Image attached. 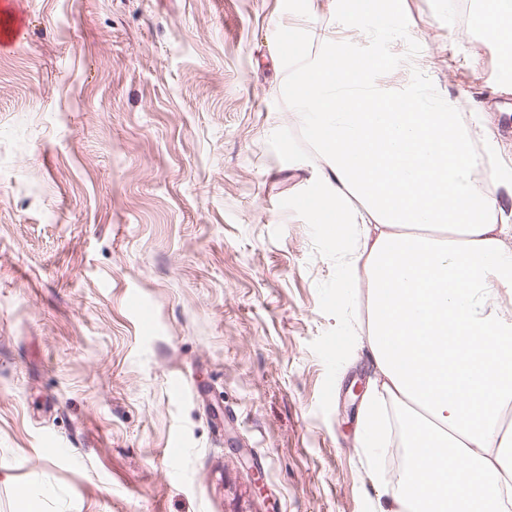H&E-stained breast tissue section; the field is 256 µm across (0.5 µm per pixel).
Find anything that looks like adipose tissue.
Returning <instances> with one entry per match:
<instances>
[{"label":"adipose tissue","instance_id":"ef3b65f1","mask_svg":"<svg viewBox=\"0 0 512 512\" xmlns=\"http://www.w3.org/2000/svg\"><path fill=\"white\" fill-rule=\"evenodd\" d=\"M387 65L327 35L290 88L327 165L312 219L356 227L371 361L406 425L407 475L378 512H512V317L493 304L512 299V225L473 177L459 100L388 93Z\"/></svg>","mask_w":512,"mask_h":512}]
</instances>
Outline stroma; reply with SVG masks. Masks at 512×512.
Segmentation results:
<instances>
[{"label":"stroma","instance_id":"35a3bbf8","mask_svg":"<svg viewBox=\"0 0 512 512\" xmlns=\"http://www.w3.org/2000/svg\"><path fill=\"white\" fill-rule=\"evenodd\" d=\"M0 55V512H376L368 281L301 205L324 165L271 30L461 99L512 211L503 46L448 0H19ZM183 377L179 392L171 382Z\"/></svg>","mask_w":512,"mask_h":512}]
</instances>
